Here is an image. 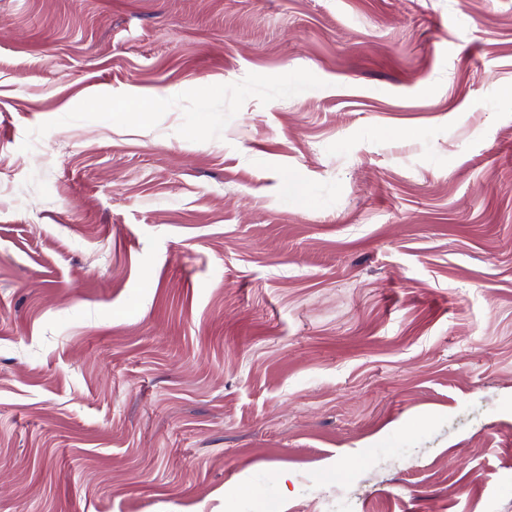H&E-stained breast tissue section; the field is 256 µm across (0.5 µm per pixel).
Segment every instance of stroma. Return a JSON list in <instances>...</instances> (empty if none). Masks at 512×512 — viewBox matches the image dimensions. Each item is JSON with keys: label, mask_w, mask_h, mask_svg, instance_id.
I'll return each mask as SVG.
<instances>
[{"label": "stroma", "mask_w": 512, "mask_h": 512, "mask_svg": "<svg viewBox=\"0 0 512 512\" xmlns=\"http://www.w3.org/2000/svg\"><path fill=\"white\" fill-rule=\"evenodd\" d=\"M0 183V512H512V0H0Z\"/></svg>", "instance_id": "1"}]
</instances>
